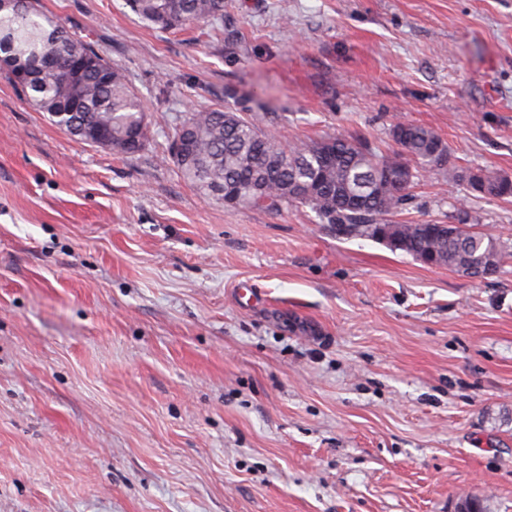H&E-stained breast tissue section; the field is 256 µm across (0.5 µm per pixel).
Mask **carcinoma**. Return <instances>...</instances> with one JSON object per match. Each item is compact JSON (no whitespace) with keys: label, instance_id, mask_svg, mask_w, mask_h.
Listing matches in <instances>:
<instances>
[{"label":"carcinoma","instance_id":"obj_1","mask_svg":"<svg viewBox=\"0 0 512 512\" xmlns=\"http://www.w3.org/2000/svg\"><path fill=\"white\" fill-rule=\"evenodd\" d=\"M130 9L165 31L224 19V0H128ZM62 60L87 57L81 82L41 73L46 56ZM3 77L70 136L87 142L82 130L110 136L114 150L123 148L130 130L146 124L143 101L111 62L82 37L45 17L36 0L17 10L0 12V65ZM257 116L238 109L211 108L192 112L174 136L192 130L190 152L172 158L180 177L217 203L233 200L234 208L277 211L288 203L311 208L320 223L340 239H367L400 250L417 260L435 255L433 265L471 278L487 279L501 269L503 248L474 225L397 222L412 199L410 189L421 172L442 165L436 148L447 152L432 129L400 122L390 130L394 148L381 152L340 134L284 144L260 128ZM469 189L486 198L512 197V179L479 170L462 176Z\"/></svg>","mask_w":512,"mask_h":512}]
</instances>
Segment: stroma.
<instances>
[{"instance_id": "1", "label": "stroma", "mask_w": 512, "mask_h": 512, "mask_svg": "<svg viewBox=\"0 0 512 512\" xmlns=\"http://www.w3.org/2000/svg\"><path fill=\"white\" fill-rule=\"evenodd\" d=\"M40 5L124 71L148 142L81 143L0 78V512H512V197L412 189L403 220L501 243L477 279L224 207L168 153L222 106L288 144L412 122L512 176V0H224L177 31Z\"/></svg>"}]
</instances>
